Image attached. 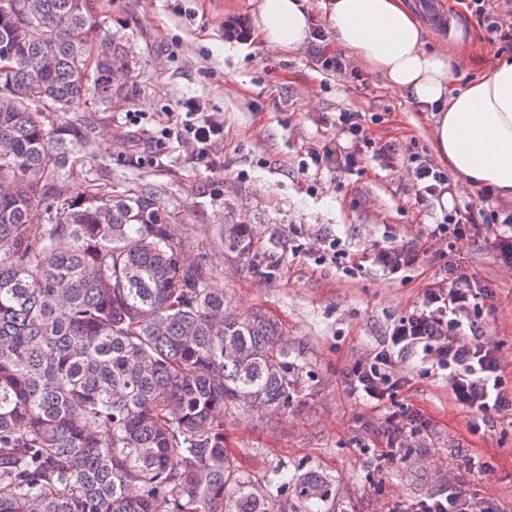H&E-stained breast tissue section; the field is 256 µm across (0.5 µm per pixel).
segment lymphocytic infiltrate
Wrapping results in <instances>:
<instances>
[{
	"label": "lymphocytic infiltrate",
	"mask_w": 512,
	"mask_h": 512,
	"mask_svg": "<svg viewBox=\"0 0 512 512\" xmlns=\"http://www.w3.org/2000/svg\"><path fill=\"white\" fill-rule=\"evenodd\" d=\"M475 12L490 35L491 42L512 48V26L503 21L512 0H472ZM307 53L314 66L335 72L344 79H358V65L342 55H328L321 28L310 33ZM374 116L349 108L336 114V147L317 142L306 146L303 176L320 179L329 159H337L340 171H360L366 159L385 169L406 162L415 180L413 209L428 217L425 239L374 248L372 261L385 276L401 278L419 267L435 241L454 250L458 241L483 243L498 260L512 266V211L493 209L495 190L485 185L477 191V211L444 208L445 198L454 194L447 171L436 165L418 145L401 148L397 143L377 141L371 126ZM190 140L197 146L199 160L210 158L224 142V117L209 110L205 101L190 98L177 111L166 113L159 136L151 140L154 150L165 149L168 140ZM492 288L479 278L453 276L447 267L433 273V283L424 290L413 310L390 325L384 338L368 357L357 361L345 375L348 395L359 403L383 413L386 446L378 458L396 457L399 439L428 428L424 412L399 396L413 384L412 377L397 374L406 356H418L425 377L447 372L448 394L454 406L466 416L470 433L512 425V389L501 376L498 349L490 344L482 324L483 316H494L488 304ZM391 512H512V502L493 501L467 492L463 479L426 494L416 501L397 503Z\"/></svg>",
	"instance_id": "f902f5d3"
}]
</instances>
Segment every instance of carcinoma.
Instances as JSON below:
<instances>
[{
  "label": "carcinoma",
  "instance_id": "carcinoma-1",
  "mask_svg": "<svg viewBox=\"0 0 512 512\" xmlns=\"http://www.w3.org/2000/svg\"><path fill=\"white\" fill-rule=\"evenodd\" d=\"M0 0V512H322L333 479L282 466L258 478L226 419L288 409L302 366L281 325L238 313L186 265L165 189L90 182L67 196L72 112L108 101L125 46L92 0ZM47 203L44 222L31 211ZM246 260L249 224H226Z\"/></svg>",
  "mask_w": 512,
  "mask_h": 512
}]
</instances>
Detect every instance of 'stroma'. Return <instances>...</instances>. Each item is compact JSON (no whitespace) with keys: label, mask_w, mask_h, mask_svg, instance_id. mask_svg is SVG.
<instances>
[{"label":"stroma","mask_w":512,"mask_h":512,"mask_svg":"<svg viewBox=\"0 0 512 512\" xmlns=\"http://www.w3.org/2000/svg\"><path fill=\"white\" fill-rule=\"evenodd\" d=\"M259 2L97 0L98 21L125 44L132 63L113 81L119 89L115 103L90 100L59 117L77 123L87 138L78 147L79 177L69 184L70 196L80 197L90 179H146L164 187L167 202L183 213L173 229L191 242L187 262L220 263L211 287L224 290L240 311L260 309L276 318L300 350L304 381L291 408L268 424L244 417L225 429L244 467L259 476L281 465L317 468L335 481V512H389L395 502L447 484L468 456L487 455L494 471L470 476V493L512 500V427L467 433L464 415L448 401L445 380L421 377L412 355L400 370L415 383L401 399L421 406L434 426L409 437V452L397 462L381 464L364 453V446L379 441L383 419L348 396L344 375L419 301L433 267L421 266L401 282L369 262L350 278L333 265L293 256L292 248H314L333 235L362 257L387 237L407 241L426 229L409 209L415 184L407 168L383 170L370 162L364 173L347 176L332 168L315 184L299 165L307 143L333 139L332 122L343 108L378 115L376 140H413L436 157L433 116L367 62L359 64L362 81H349L316 70L302 48L274 51L260 39L249 48L225 43V13L254 18ZM410 4L426 26L428 48L459 60L451 91L505 57L470 0ZM188 97L204 99L224 115L221 174L199 162L187 142L169 141L166 155L150 160L158 115L175 111ZM131 112L143 114L140 126L129 125ZM232 222L257 231L255 251L243 262L225 257L220 245V231ZM447 260L455 271L492 284L496 318L487 334L499 345L501 374L512 388V269L471 240L458 243Z\"/></svg>","instance_id":"stroma-1"}]
</instances>
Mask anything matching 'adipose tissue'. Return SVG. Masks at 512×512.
<instances>
[{
    "instance_id": "adipose-tissue-1",
    "label": "adipose tissue",
    "mask_w": 512,
    "mask_h": 512,
    "mask_svg": "<svg viewBox=\"0 0 512 512\" xmlns=\"http://www.w3.org/2000/svg\"><path fill=\"white\" fill-rule=\"evenodd\" d=\"M336 42L434 115V143L464 187L490 185L512 198V57L449 95L455 59L425 46V28L406 0H331ZM258 31L271 48L294 50L309 34L302 0H261Z\"/></svg>"
}]
</instances>
